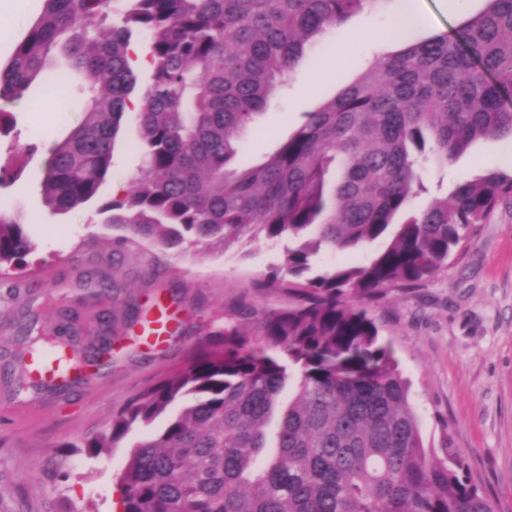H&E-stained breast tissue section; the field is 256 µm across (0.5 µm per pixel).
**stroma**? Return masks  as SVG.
Returning a JSON list of instances; mask_svg holds the SVG:
<instances>
[{"label": "stroma", "mask_w": 512, "mask_h": 512, "mask_svg": "<svg viewBox=\"0 0 512 512\" xmlns=\"http://www.w3.org/2000/svg\"><path fill=\"white\" fill-rule=\"evenodd\" d=\"M22 2V9L0 13V29L8 33L0 39L1 62L43 11L44 0ZM408 4L421 17L409 36L421 40L452 29L487 2L467 0L460 8L453 0ZM397 7L396 0H386L308 42L287 86L272 96L256 129L244 133L248 158L263 161L305 113L353 82L375 56L397 50V42L375 37ZM352 30L372 37L348 42ZM330 59L339 62L336 75L318 80ZM84 104L77 93L64 88L50 93L39 82L21 100H0L6 119L0 166L18 173L0 182V209L18 214L34 234H56L53 246L38 244L28 256L29 275L15 284L0 282V512H114L115 485L141 430L97 457L72 452L65 440L99 430L112 410L156 383L222 327L237 304L263 309L287 302L284 294L256 290L254 283L282 263L288 241L261 238L238 252L123 246L121 230L105 224L96 205L65 213L47 207L41 177L48 150L80 122ZM136 134L132 110L113 150L102 199L114 198L115 184L128 183L141 165ZM496 172L512 173V140L476 141L448 169L427 168L429 190L412 208L422 210L432 198L451 195L461 181ZM92 278L117 282L119 295L87 298ZM171 293L177 298L171 333L164 344L151 345L140 335V322L130 321L125 300L136 299L147 319L155 301ZM31 312L48 330L69 316L84 346L111 337V364L65 394L15 395L14 381L3 369L17 349L14 326ZM370 313L411 385L425 445L440 459L451 452L463 455L496 512H512V204L500 205L488 223L478 225L462 259L449 260L424 287L390 291Z\"/></svg>", "instance_id": "35a3bbf8"}]
</instances>
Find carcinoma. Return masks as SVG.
<instances>
[{"label": "carcinoma", "mask_w": 512, "mask_h": 512, "mask_svg": "<svg viewBox=\"0 0 512 512\" xmlns=\"http://www.w3.org/2000/svg\"><path fill=\"white\" fill-rule=\"evenodd\" d=\"M386 0H44L0 68L17 100L61 50L86 95L81 123L51 146L42 193L56 212L95 202L112 171L131 99L143 162L124 196L99 207L123 240L187 251L244 238L288 240L261 288L288 295L259 333L224 328L97 432L61 444L99 456L184 402L129 451L122 512H495L459 455L425 447L390 345L366 304L420 288L466 250L477 225L512 200V174L459 183L419 212L423 164L448 166L480 139H512V0H488L451 32L377 56L260 163L241 137L306 43ZM144 39L147 81L130 63ZM389 237L365 264L313 277L320 250ZM36 250L30 225L0 210V277ZM63 322L18 328L19 390H39L27 357L84 353ZM293 385L287 405L281 394Z\"/></svg>", "instance_id": "obj_1"}]
</instances>
